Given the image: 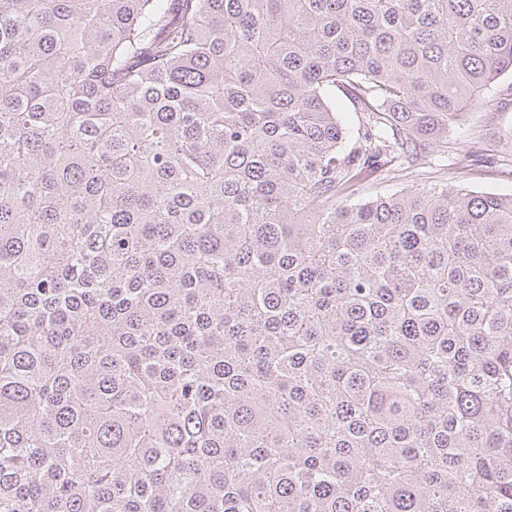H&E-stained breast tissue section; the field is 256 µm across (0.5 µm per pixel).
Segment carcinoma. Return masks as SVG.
I'll use <instances>...</instances> for the list:
<instances>
[{
    "label": "carcinoma",
    "instance_id": "obj_1",
    "mask_svg": "<svg viewBox=\"0 0 512 512\" xmlns=\"http://www.w3.org/2000/svg\"><path fill=\"white\" fill-rule=\"evenodd\" d=\"M506 72L512 0H0V512H512V194L428 170Z\"/></svg>",
    "mask_w": 512,
    "mask_h": 512
}]
</instances>
